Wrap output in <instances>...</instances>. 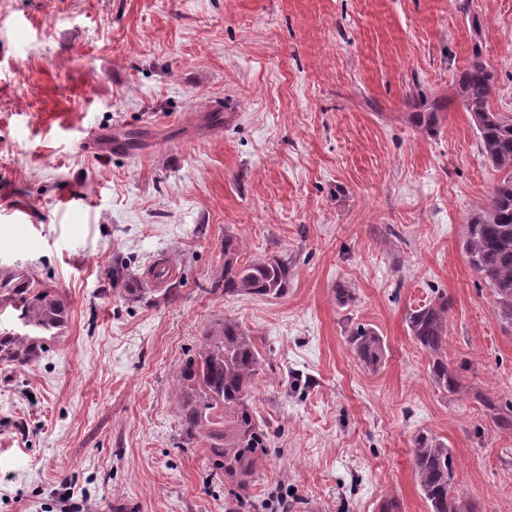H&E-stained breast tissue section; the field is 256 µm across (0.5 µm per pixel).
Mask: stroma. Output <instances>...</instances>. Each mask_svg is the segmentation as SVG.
I'll list each match as a JSON object with an SVG mask.
<instances>
[{"label":"stroma","instance_id":"35a3bbf8","mask_svg":"<svg viewBox=\"0 0 512 512\" xmlns=\"http://www.w3.org/2000/svg\"><path fill=\"white\" fill-rule=\"evenodd\" d=\"M476 50L512 112V0H0V269L67 306L0 364V512H227L175 391L227 319L270 437L242 512H428L420 433L473 512H512V429L476 399L512 402V332L462 249L500 178L454 93ZM228 236L287 259L285 296H225ZM441 296L455 394L406 321ZM348 342L355 354L366 365L376 368L384 353V342L370 325H358L348 336Z\"/></svg>","mask_w":512,"mask_h":512}]
</instances>
